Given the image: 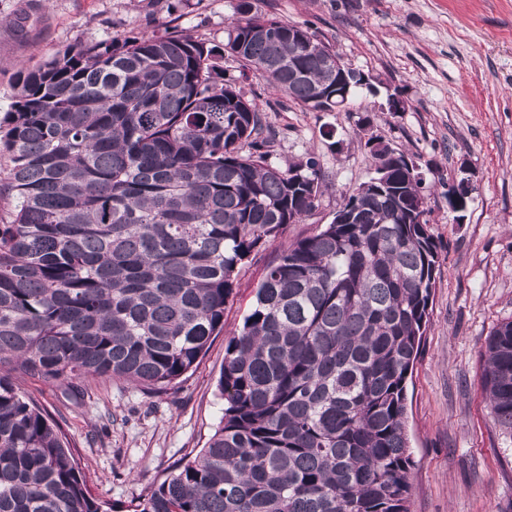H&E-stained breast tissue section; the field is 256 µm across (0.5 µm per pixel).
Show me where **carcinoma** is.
<instances>
[{
    "instance_id": "1",
    "label": "carcinoma",
    "mask_w": 512,
    "mask_h": 512,
    "mask_svg": "<svg viewBox=\"0 0 512 512\" xmlns=\"http://www.w3.org/2000/svg\"><path fill=\"white\" fill-rule=\"evenodd\" d=\"M239 0L220 48L177 31L77 42L15 77L0 118V512H103L59 427L12 372L89 375L160 392L224 330L242 267L320 206L317 160L280 167L242 72L315 112L349 107L323 54ZM334 221L283 247L226 342L224 414L204 448L130 512H411L408 380L441 266L387 144ZM482 382L512 432V320Z\"/></svg>"
}]
</instances>
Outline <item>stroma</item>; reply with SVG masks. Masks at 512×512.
I'll return each mask as SVG.
<instances>
[{
	"instance_id": "35a3bbf8",
	"label": "stroma",
	"mask_w": 512,
	"mask_h": 512,
	"mask_svg": "<svg viewBox=\"0 0 512 512\" xmlns=\"http://www.w3.org/2000/svg\"><path fill=\"white\" fill-rule=\"evenodd\" d=\"M169 3L0 0V113L21 65L147 25L222 44L238 0H181L176 13ZM257 7L310 26L373 84L347 110L310 112L261 79L240 78L239 62L225 57V70L278 132L274 162L285 167L314 154L328 186L315 214L290 225L286 240L330 223L345 192L368 179L369 135L404 151L429 183L468 171L475 190L461 222L440 192L425 191L441 267L432 325L408 385L411 512H512V433L490 412L480 358L492 329L512 320V0H258ZM391 97L403 99L405 111H386ZM270 257L260 253L244 267L223 335L166 392L95 377L71 398L62 383L20 378L62 427L95 497L129 503L203 448L222 417L217 381L227 337Z\"/></svg>"
}]
</instances>
